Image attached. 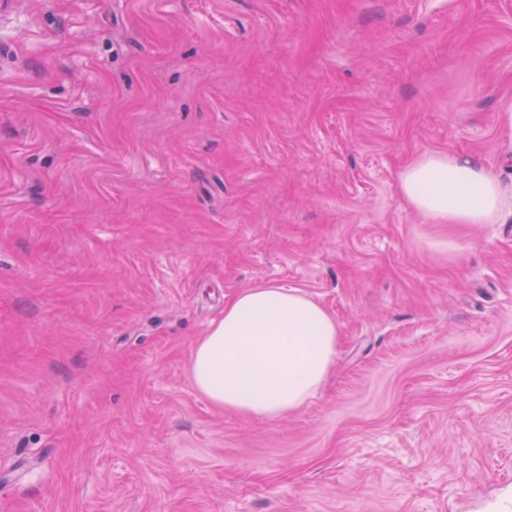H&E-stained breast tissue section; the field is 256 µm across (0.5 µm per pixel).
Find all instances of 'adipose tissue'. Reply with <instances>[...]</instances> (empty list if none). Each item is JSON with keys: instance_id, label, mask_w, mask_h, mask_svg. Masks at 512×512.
I'll use <instances>...</instances> for the list:
<instances>
[{"instance_id": "ef3b65f1", "label": "adipose tissue", "mask_w": 512, "mask_h": 512, "mask_svg": "<svg viewBox=\"0 0 512 512\" xmlns=\"http://www.w3.org/2000/svg\"><path fill=\"white\" fill-rule=\"evenodd\" d=\"M410 208L435 224H498L512 215V180L479 161L425 154L399 177ZM335 319L301 289L258 285L224 304L195 345L194 388L213 406L275 421L313 397L336 355Z\"/></svg>"}]
</instances>
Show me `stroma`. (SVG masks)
<instances>
[{
    "mask_svg": "<svg viewBox=\"0 0 512 512\" xmlns=\"http://www.w3.org/2000/svg\"><path fill=\"white\" fill-rule=\"evenodd\" d=\"M510 103L512 0H0V512H512V217L397 189ZM260 283L339 330L274 422L189 378Z\"/></svg>",
    "mask_w": 512,
    "mask_h": 512,
    "instance_id": "35a3bbf8",
    "label": "stroma"
}]
</instances>
